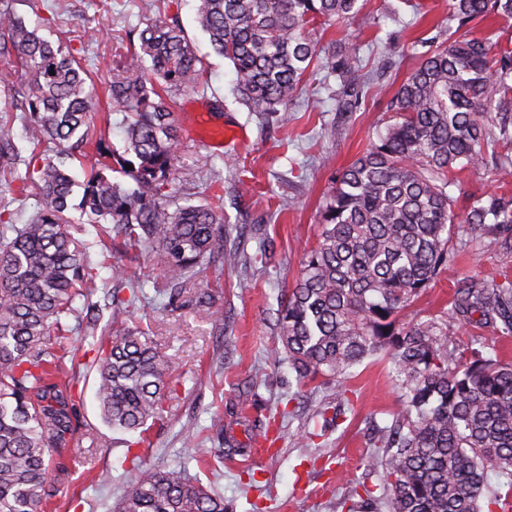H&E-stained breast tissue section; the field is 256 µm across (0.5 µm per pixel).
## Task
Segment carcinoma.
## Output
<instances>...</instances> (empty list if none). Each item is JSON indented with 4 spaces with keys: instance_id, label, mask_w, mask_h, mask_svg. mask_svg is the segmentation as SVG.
Instances as JSON below:
<instances>
[{
    "instance_id": "obj_1",
    "label": "carcinoma",
    "mask_w": 512,
    "mask_h": 512,
    "mask_svg": "<svg viewBox=\"0 0 512 512\" xmlns=\"http://www.w3.org/2000/svg\"><path fill=\"white\" fill-rule=\"evenodd\" d=\"M7 2L0 0V58L11 67L0 70V84L18 71L29 78L15 104L33 144L20 180L43 208L19 225L5 223L0 211V512H40L51 497L49 463L73 435L69 400L56 384L80 366L67 319L84 312L95 319V283L66 228L67 211L109 225L106 234L122 238L127 250L155 248L173 299L220 246L224 218L220 199L174 211L160 202L179 139L161 87L194 91L204 71L179 24H146L123 74L105 83L108 99L128 115L117 164L135 187L124 188L105 174L115 155L85 129L91 96L78 58L29 28ZM361 8L360 0H198L195 21L231 63L249 111L267 115L284 111L317 56L314 24L349 20ZM492 14L512 18V0H449L448 20L459 30ZM146 59L152 80L143 77ZM340 70L361 84L357 48H344ZM389 111L396 121L343 170L321 211L318 241L282 298L271 356L286 355L302 383L333 382L369 358L390 356L399 405L391 423L377 428L379 460L367 463L383 469L381 495L366 488L347 512L380 504L386 512H506L507 497L490 486L488 472L512 477V363L477 337L460 353L448 320L512 334V277L458 283L446 320L406 321L404 314L455 262V232L480 243L512 230V200L474 198L460 219L448 192L456 166L483 167L488 116L512 112V51L451 33L420 56ZM90 147L98 169L72 206L65 166ZM48 151L62 158L36 165ZM20 161L13 127L0 120V177L14 176ZM127 288L129 297L112 296V327L100 337L96 397L106 425L144 444L147 422L162 409L170 361L127 325L141 284L130 280ZM137 470L113 512H228L224 498L199 483L160 467Z\"/></svg>"
}]
</instances>
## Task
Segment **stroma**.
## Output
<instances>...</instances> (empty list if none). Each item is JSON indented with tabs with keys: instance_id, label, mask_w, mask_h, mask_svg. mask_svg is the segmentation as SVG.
Returning a JSON list of instances; mask_svg holds the SVG:
<instances>
[{
	"instance_id": "1",
	"label": "stroma",
	"mask_w": 512,
	"mask_h": 512,
	"mask_svg": "<svg viewBox=\"0 0 512 512\" xmlns=\"http://www.w3.org/2000/svg\"><path fill=\"white\" fill-rule=\"evenodd\" d=\"M28 26L63 50L77 49L87 84L102 88L121 73L124 55L139 48L146 22H178L202 56L205 70L195 93L171 91L178 126L204 123L209 130L244 129L246 141L227 150L194 138L179 139L177 170L190 180L170 184V209L224 199V249L243 248L247 263L225 266L222 252L204 258L191 271L176 305L160 295L165 270L155 249L125 251L113 244L101 255L100 226L70 211L71 234L83 242L96 284L92 298L97 325H74L81 376L69 383L76 407L75 433L61 463L49 472L54 512H112L133 482L137 469L127 458L129 433L106 426L96 398L93 360L111 314L113 291L127 280L143 282L144 299L134 324L148 330L170 358L171 391L161 415L149 421L150 447L144 463L180 472L224 497L229 512H344L356 483L378 488L382 470H368L374 456V428L390 423L397 394L389 378L388 357L369 359L351 369L343 384H302L287 360L273 361L277 313L284 293L301 275L307 252L319 234L320 210L339 173L375 142L392 123L387 105L429 43L448 36V0H363L359 13L345 23L319 27L321 49L299 93L286 107L287 121L258 118L233 91L232 68L216 55L195 22L197 0H11ZM358 50L368 84L353 107H344L347 81L334 71L329 48ZM125 115L104 98L93 102L91 136H104L108 150L124 151ZM512 161V136L492 141L481 169L456 171L468 197L512 198V183L493 180V169ZM512 270V251L498 238L461 249L453 268L413 302L420 316L448 311L460 273L478 281ZM214 298L210 310L198 309L195 295ZM347 402H339L338 388ZM297 395L289 404V395ZM340 412L323 436L300 444L297 431L315 427L326 404ZM239 441L258 422H271L274 442L262 457L216 454V418ZM213 451L196 457L192 445Z\"/></svg>"
}]
</instances>
